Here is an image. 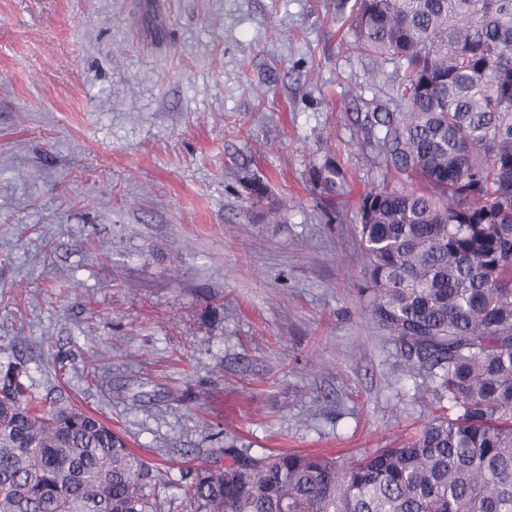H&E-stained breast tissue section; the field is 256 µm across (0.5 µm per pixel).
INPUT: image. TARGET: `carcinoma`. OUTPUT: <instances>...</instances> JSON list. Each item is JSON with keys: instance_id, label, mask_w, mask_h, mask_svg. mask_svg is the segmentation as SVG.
Listing matches in <instances>:
<instances>
[{"instance_id": "carcinoma-1", "label": "carcinoma", "mask_w": 512, "mask_h": 512, "mask_svg": "<svg viewBox=\"0 0 512 512\" xmlns=\"http://www.w3.org/2000/svg\"><path fill=\"white\" fill-rule=\"evenodd\" d=\"M350 13L352 47L398 73L358 126L385 169L357 207L363 314L443 412L346 462L226 448L181 475L183 512H512V0ZM313 181L345 188L337 167ZM154 480L96 415L32 397L14 368L0 379V512H160Z\"/></svg>"}]
</instances>
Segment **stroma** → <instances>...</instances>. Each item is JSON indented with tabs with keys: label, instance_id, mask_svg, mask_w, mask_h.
<instances>
[{
	"label": "stroma",
	"instance_id": "35a3bbf8",
	"mask_svg": "<svg viewBox=\"0 0 512 512\" xmlns=\"http://www.w3.org/2000/svg\"><path fill=\"white\" fill-rule=\"evenodd\" d=\"M342 2L0 0V374L121 432L165 512L228 444L346 458L435 407L354 285L384 170L348 88L396 74ZM312 180L314 183H319L324 186L330 193L341 195L345 188V179L342 171L338 167H329L324 170L314 171Z\"/></svg>",
	"mask_w": 512,
	"mask_h": 512
}]
</instances>
